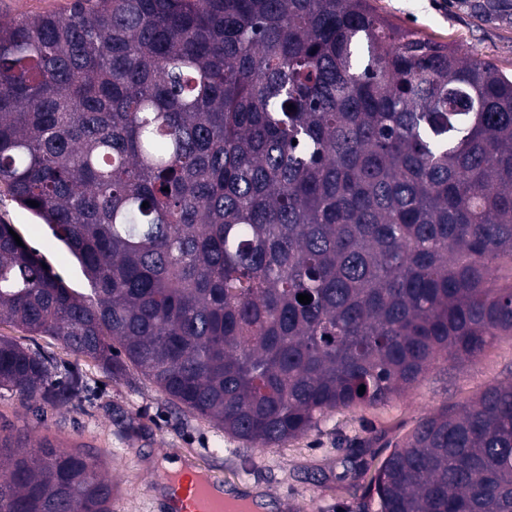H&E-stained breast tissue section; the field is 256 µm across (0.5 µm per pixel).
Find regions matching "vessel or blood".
Listing matches in <instances>:
<instances>
[{"label": "vessel or blood", "mask_w": 512, "mask_h": 512, "mask_svg": "<svg viewBox=\"0 0 512 512\" xmlns=\"http://www.w3.org/2000/svg\"><path fill=\"white\" fill-rule=\"evenodd\" d=\"M223 485L207 472L195 470L173 478L165 512H232Z\"/></svg>", "instance_id": "vessel-or-blood-1"}]
</instances>
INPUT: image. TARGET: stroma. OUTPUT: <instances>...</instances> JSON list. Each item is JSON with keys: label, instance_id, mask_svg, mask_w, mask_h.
Wrapping results in <instances>:
<instances>
[{"label": "stroma", "instance_id": "35a3bbf8", "mask_svg": "<svg viewBox=\"0 0 512 512\" xmlns=\"http://www.w3.org/2000/svg\"><path fill=\"white\" fill-rule=\"evenodd\" d=\"M374 0L378 13L512 74V0ZM0 224L16 230L48 267L80 293L89 286L76 259L46 224L0 185ZM92 388L83 410L49 411V426L93 439L101 472L114 486L112 512H160L163 461L203 470L266 512H376L364 490L394 444L426 414L472 401L512 378V337L497 338L476 360L438 361L404 394L377 406L327 414L306 434L267 448L242 442L189 413L175 414L144 378L129 385L82 367Z\"/></svg>", "mask_w": 512, "mask_h": 512}]
</instances>
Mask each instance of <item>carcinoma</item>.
I'll return each instance as SVG.
<instances>
[{
	"label": "carcinoma",
	"mask_w": 512,
	"mask_h": 512,
	"mask_svg": "<svg viewBox=\"0 0 512 512\" xmlns=\"http://www.w3.org/2000/svg\"><path fill=\"white\" fill-rule=\"evenodd\" d=\"M0 184L90 285L0 224V323L255 447L512 336V78L372 0H73L0 23ZM88 392L0 336V398L37 423ZM11 438L0 512H111L85 449ZM367 493L512 512V381L422 418Z\"/></svg>",
	"instance_id": "obj_1"
}]
</instances>
